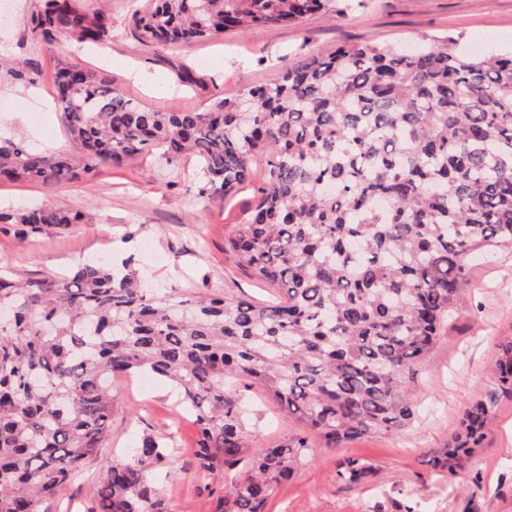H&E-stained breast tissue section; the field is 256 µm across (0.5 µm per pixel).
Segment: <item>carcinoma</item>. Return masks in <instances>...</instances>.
Listing matches in <instances>:
<instances>
[{
	"mask_svg": "<svg viewBox=\"0 0 512 512\" xmlns=\"http://www.w3.org/2000/svg\"><path fill=\"white\" fill-rule=\"evenodd\" d=\"M333 0H145L128 26L159 51L228 31L291 24ZM47 38L102 43L109 16L45 0ZM79 154L0 140V181L63 184L98 165L161 154L197 161L199 195L225 200L253 181L254 204L224 252L275 295L157 296L137 273L99 260L70 275L0 276V512L43 499L102 456L112 378L166 379L192 417L198 468L241 475L210 489L212 512H265L312 448L395 434L415 417L410 381L448 331L472 260L512 251V49L467 52L460 39L414 48L377 39L286 66L279 80L232 90L201 112L148 111L78 61L54 73ZM54 205L0 210L36 232L83 221ZM259 384L302 430L257 455L240 386ZM512 396V340L492 386L469 401L433 466L456 473ZM168 445L147 435L103 461L91 512H170L159 474ZM371 472L358 460L337 476Z\"/></svg>",
	"mask_w": 512,
	"mask_h": 512,
	"instance_id": "cac0c4a2",
	"label": "carcinoma"
}]
</instances>
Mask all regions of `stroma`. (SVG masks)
I'll return each mask as SVG.
<instances>
[{
  "instance_id": "35a3bbf8",
  "label": "stroma",
  "mask_w": 512,
  "mask_h": 512,
  "mask_svg": "<svg viewBox=\"0 0 512 512\" xmlns=\"http://www.w3.org/2000/svg\"><path fill=\"white\" fill-rule=\"evenodd\" d=\"M112 17L116 37L81 54L83 64L107 71L140 107L201 111L226 91L277 80L284 64L326 55L341 44L378 38L407 45L424 37H461L472 51L512 48V0H359L341 15H313L294 25L269 26L218 39L143 47L124 27L135 0H76ZM44 0H0V57L18 71L0 69V139L20 138L39 151L68 152L70 140L55 96L53 73L71 60L62 37L45 40L32 18ZM194 159L167 166L157 154L99 166L96 177L66 184L1 182L0 207L53 203L81 211L83 223L37 233L0 224V270L20 281L68 272L77 261L107 259L136 269L157 292H215L271 296L224 252V238L253 197L241 190L219 203L198 196ZM458 320L420 367L411 388L418 415L402 432L362 438L338 449L318 448L296 477L282 484L266 512H512V398H502L481 448L456 474L428 460L446 447L465 405L490 380L498 344L512 336V253L478 257L456 300ZM115 400L108 453L126 454L143 436L169 443L163 483L170 512H211L208 485L215 476L194 465L197 433L180 413L163 380L139 389L112 381ZM249 444L259 452L294 433L299 424L258 386L241 389ZM372 465L349 484L336 475L343 458ZM101 463L86 462L74 482L47 499L43 512L76 506L91 512Z\"/></svg>"
}]
</instances>
